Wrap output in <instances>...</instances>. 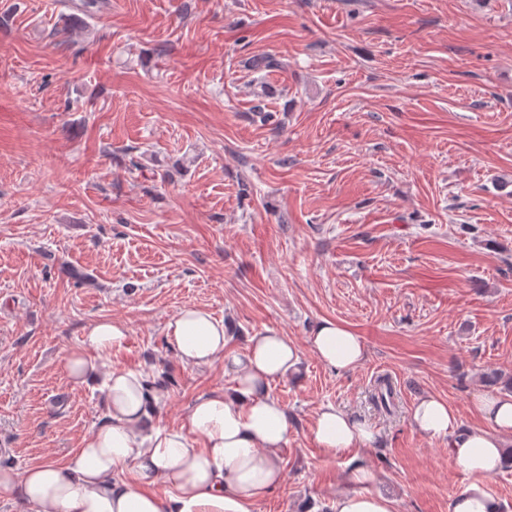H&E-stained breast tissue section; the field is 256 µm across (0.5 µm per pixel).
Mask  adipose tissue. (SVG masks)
Segmentation results:
<instances>
[{"instance_id": "obj_1", "label": "adipose tissue", "mask_w": 512, "mask_h": 512, "mask_svg": "<svg viewBox=\"0 0 512 512\" xmlns=\"http://www.w3.org/2000/svg\"><path fill=\"white\" fill-rule=\"evenodd\" d=\"M165 333L184 365L220 361L231 369L232 393L216 389L197 396L181 426L151 425L157 387L142 373L103 370L91 361V353H110L127 339L124 325L97 321L85 328L64 369L79 384L100 379L99 423L65 462L45 461L21 472L0 467V498L15 500L22 512H252L256 501L281 486L279 452L288 442L289 421L269 387L297 370L300 349L286 336L266 331L250 338L244 354L228 353L223 321L197 307L180 310ZM309 344L337 371L356 368L366 356L359 336L328 319L312 330ZM473 405L484 426L462 427L444 401L429 395L412 407L409 421L424 437L448 439L453 461L465 473L483 476L512 466L504 452L512 440V392L484 393ZM312 434L330 460L377 439L373 428L331 404L319 409ZM371 477L364 463L351 467L331 512H393L390 499L359 491ZM158 482L166 486L165 494L153 492Z\"/></svg>"}]
</instances>
